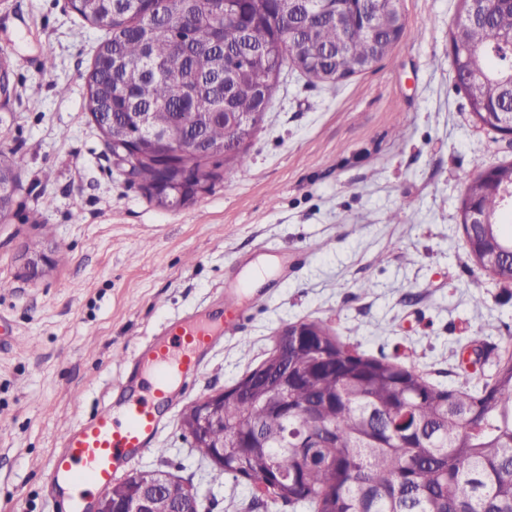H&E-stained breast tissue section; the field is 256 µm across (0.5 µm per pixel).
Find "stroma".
<instances>
[{"mask_svg": "<svg viewBox=\"0 0 512 512\" xmlns=\"http://www.w3.org/2000/svg\"><path fill=\"white\" fill-rule=\"evenodd\" d=\"M400 10L401 39L367 72L328 85L285 64L248 168L223 167L194 200L162 208L86 107L82 76L104 29L70 0H0L18 91L0 147L23 159L0 223V512H70L46 479L61 433L119 402L112 384L138 345L222 309L237 267L269 265L238 298L241 329L163 409L156 450L130 465L192 487L198 512H307L219 474L181 426L185 409L265 360L286 325L323 323L443 387L481 389L512 354V282L475 263L459 213L466 183L512 162V146L474 123L456 87L460 0ZM46 56L48 73L33 65ZM39 252L60 261L35 276L27 259Z\"/></svg>", "mask_w": 512, "mask_h": 512, "instance_id": "stroma-1", "label": "stroma"}]
</instances>
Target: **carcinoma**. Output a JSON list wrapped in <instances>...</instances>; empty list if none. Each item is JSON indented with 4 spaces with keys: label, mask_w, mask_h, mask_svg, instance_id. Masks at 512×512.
Segmentation results:
<instances>
[{
    "label": "carcinoma",
    "mask_w": 512,
    "mask_h": 512,
    "mask_svg": "<svg viewBox=\"0 0 512 512\" xmlns=\"http://www.w3.org/2000/svg\"><path fill=\"white\" fill-rule=\"evenodd\" d=\"M450 39L460 53L452 62L477 111L512 113V4L460 0ZM75 11L106 28L87 72V108L106 145L126 144L129 112L144 113L149 131L171 129L188 143L175 164L141 156L134 169L147 196L171 203L152 189L188 170L205 183L226 165L247 168L250 138L263 121L282 66L291 61L308 77L338 83L386 58L397 39L391 25L372 35L359 20L339 28V0H79ZM357 14L392 16L393 0H355ZM224 15V38L211 24ZM248 54L229 81L224 53ZM0 110L15 96L6 52L0 51ZM193 92L184 105L177 88ZM257 114L236 125L224 113ZM20 158L0 151V180L16 189ZM479 197L494 224L471 241L476 263L490 275L508 272L512 209L482 189ZM315 336H279L270 355L235 383L237 398L224 405L222 473L241 478L274 499L314 512H512V355L492 381L474 392L437 387L414 367L377 358L342 343L319 322ZM288 376V445L275 435L280 415L264 398ZM256 433L264 448H232L234 437Z\"/></svg>",
    "instance_id": "obj_1"
}]
</instances>
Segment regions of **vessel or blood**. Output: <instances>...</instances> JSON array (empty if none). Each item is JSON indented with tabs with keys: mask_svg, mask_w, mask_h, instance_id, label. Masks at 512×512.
Returning a JSON list of instances; mask_svg holds the SVG:
<instances>
[{
	"mask_svg": "<svg viewBox=\"0 0 512 512\" xmlns=\"http://www.w3.org/2000/svg\"><path fill=\"white\" fill-rule=\"evenodd\" d=\"M225 306L223 314L209 312L177 321L140 347L130 373L118 380L129 389V398L121 408H102L63 433L61 446L49 461L51 485L87 484L103 493L129 462L150 449L161 426L159 408L171 402L174 386L189 384L205 353L239 329L241 313L235 300L226 299Z\"/></svg>",
	"mask_w": 512,
	"mask_h": 512,
	"instance_id": "obj_1",
	"label": "vessel or blood"
}]
</instances>
